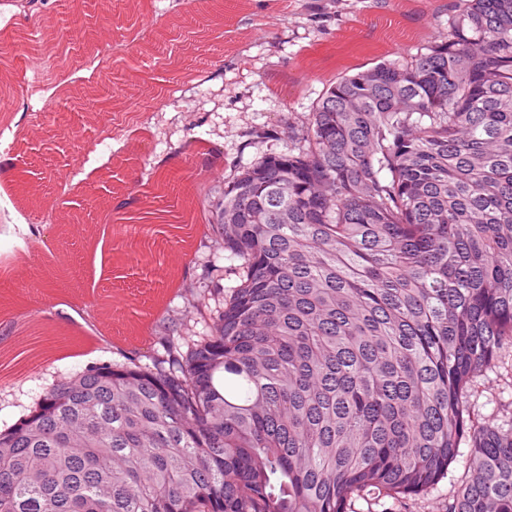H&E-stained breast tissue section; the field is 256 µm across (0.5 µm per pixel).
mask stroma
Here are the masks:
<instances>
[{"label": "stroma", "mask_w": 512, "mask_h": 512, "mask_svg": "<svg viewBox=\"0 0 512 512\" xmlns=\"http://www.w3.org/2000/svg\"><path fill=\"white\" fill-rule=\"evenodd\" d=\"M445 0H386L382 9H337L326 29L310 28L305 7L330 0H114L103 29L98 0H39L26 16L18 0H0V26L42 29L52 22L61 57L98 50L104 38L140 31L126 53L107 62L101 78H77L40 115L26 112L27 92L46 71L11 69L17 91L0 129L22 114L23 134L0 156L16 183L0 184V256H14L11 279L0 283V308L12 326L43 321L71 339L11 380L0 381V430L29 413L57 380L103 361L150 362L164 355L172 330L196 335L205 321L189 304L204 266H230L212 251L200 227L182 239L179 216L154 223L167 209L152 192L157 178L222 182L235 165L287 149L288 129L305 121L322 81L336 67L350 30L366 48L381 44L402 58L416 34L436 35L432 15ZM259 18L264 28L251 25ZM276 126L280 138L250 144L247 133ZM70 182L65 199L52 189ZM470 422L512 428V347L481 372L468 391ZM471 473V444L461 442L448 475L428 494L385 512H446Z\"/></svg>", "instance_id": "35a3bbf8"}]
</instances>
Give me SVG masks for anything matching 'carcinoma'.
Wrapping results in <instances>:
<instances>
[{"label":"carcinoma","instance_id":"carcinoma-1","mask_svg":"<svg viewBox=\"0 0 512 512\" xmlns=\"http://www.w3.org/2000/svg\"><path fill=\"white\" fill-rule=\"evenodd\" d=\"M323 80L288 148L200 193L237 284L207 331L46 388L0 430V512H512V429L466 424L512 345V0ZM471 473L470 440H462L457 455L448 468V476L424 496L409 497L402 502L384 499L374 512H447L448 501L457 493ZM387 509V510H385Z\"/></svg>","mask_w":512,"mask_h":512}]
</instances>
